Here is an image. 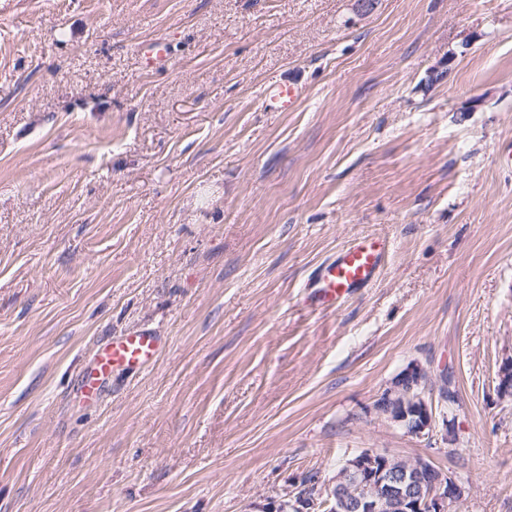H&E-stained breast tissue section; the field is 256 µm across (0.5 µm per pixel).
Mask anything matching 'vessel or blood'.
I'll list each match as a JSON object with an SVG mask.
<instances>
[{"label":"vessel or blood","mask_w":512,"mask_h":512,"mask_svg":"<svg viewBox=\"0 0 512 512\" xmlns=\"http://www.w3.org/2000/svg\"><path fill=\"white\" fill-rule=\"evenodd\" d=\"M299 87L282 82L271 89L266 106L286 112L299 100ZM389 249L386 241L377 239L357 242L341 250L336 258L321 266L309 285L311 308H329L357 289L367 287L377 276ZM161 342L148 332L117 336L100 347L80 382V392L89 402L97 401L104 381L116 374L139 370L155 362Z\"/></svg>","instance_id":"1"}]
</instances>
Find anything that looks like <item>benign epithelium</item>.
<instances>
[{"label": "benign epithelium", "instance_id": "7a95c632", "mask_svg": "<svg viewBox=\"0 0 512 512\" xmlns=\"http://www.w3.org/2000/svg\"><path fill=\"white\" fill-rule=\"evenodd\" d=\"M427 371L418 363L405 369L387 397L410 408L396 414L379 410L400 424L407 434L420 437L435 428L436 411L422 395ZM497 399L512 400V358L501 362L497 372ZM465 497V486L454 475L433 467L425 459L400 461L386 453L366 449L347 460L327 483L324 506L331 512H449ZM317 502L304 495L289 496L277 512H312Z\"/></svg>", "mask_w": 512, "mask_h": 512}]
</instances>
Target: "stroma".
<instances>
[{
	"label": "stroma",
	"instance_id": "stroma-1",
	"mask_svg": "<svg viewBox=\"0 0 512 512\" xmlns=\"http://www.w3.org/2000/svg\"><path fill=\"white\" fill-rule=\"evenodd\" d=\"M136 331L157 362L85 405ZM510 355L512 0H0V512H266L365 449L512 512ZM414 360L455 444L374 413ZM301 94V89L294 84L278 83L266 98V108L270 111L288 112L297 103ZM389 245L385 240L357 242L341 250L321 266L309 284L311 308L335 307L358 288H365L377 276ZM160 339L149 332L116 336L100 347L80 382V392L87 402H96L104 381L116 374L139 370L156 361ZM496 395L499 401L512 400V358L506 357L497 372Z\"/></svg>",
	"mask_w": 512,
	"mask_h": 512
}]
</instances>
